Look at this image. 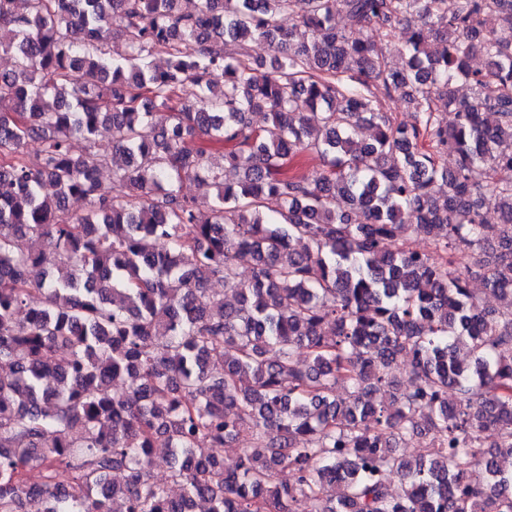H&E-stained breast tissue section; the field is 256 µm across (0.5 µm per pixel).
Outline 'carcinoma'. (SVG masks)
Listing matches in <instances>:
<instances>
[{
    "label": "carcinoma",
    "mask_w": 512,
    "mask_h": 512,
    "mask_svg": "<svg viewBox=\"0 0 512 512\" xmlns=\"http://www.w3.org/2000/svg\"><path fill=\"white\" fill-rule=\"evenodd\" d=\"M24 2L0 0V512H512V299L478 310L460 262L512 296V0H306L288 30L294 0ZM114 19L117 59L84 37ZM102 128L125 158L114 192L71 149ZM305 153L321 167L286 174ZM186 181L215 191L207 213ZM244 432L228 472L211 449ZM158 436L178 500L149 471Z\"/></svg>",
    "instance_id": "cac0c4a2"
}]
</instances>
